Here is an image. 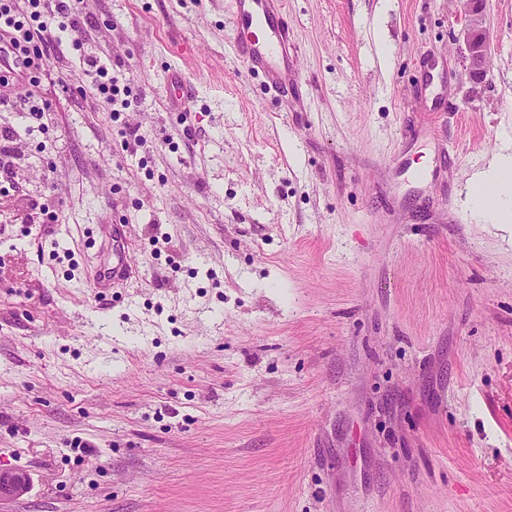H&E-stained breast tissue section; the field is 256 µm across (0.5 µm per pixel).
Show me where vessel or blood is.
<instances>
[{
  "instance_id": "1",
  "label": "vessel or blood",
  "mask_w": 512,
  "mask_h": 512,
  "mask_svg": "<svg viewBox=\"0 0 512 512\" xmlns=\"http://www.w3.org/2000/svg\"><path fill=\"white\" fill-rule=\"evenodd\" d=\"M229 9L239 28L234 53L246 70L262 74L273 87H287L297 76L296 45L282 0H229ZM102 245L111 249L112 265L100 271L94 282L98 288L120 280L130 268L123 225H113Z\"/></svg>"
}]
</instances>
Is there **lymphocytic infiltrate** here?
<instances>
[{
	"instance_id": "1",
	"label": "lymphocytic infiltrate",
	"mask_w": 512,
	"mask_h": 512,
	"mask_svg": "<svg viewBox=\"0 0 512 512\" xmlns=\"http://www.w3.org/2000/svg\"><path fill=\"white\" fill-rule=\"evenodd\" d=\"M9 34L26 73L44 72L51 51L59 46L61 33H68L79 51L83 70L98 93L104 108L111 112L127 108L130 90L116 74L110 59L94 52L88 38V20L83 0H0V33ZM16 80L0 76V106L22 112L28 125L44 126L47 109L35 93L12 95Z\"/></svg>"
}]
</instances>
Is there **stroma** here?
I'll list each match as a JSON object with an SVG mask.
<instances>
[{"label": "stroma", "instance_id": "35a3bbf8", "mask_svg": "<svg viewBox=\"0 0 512 512\" xmlns=\"http://www.w3.org/2000/svg\"><path fill=\"white\" fill-rule=\"evenodd\" d=\"M84 9L131 108L67 44L45 130L0 108L35 158L0 177V512H512V238L466 200L512 148V0L479 82L461 0H288L285 96L225 0ZM103 224L133 272L96 290ZM31 485L30 476L23 470H0V501L4 498H20Z\"/></svg>", "mask_w": 512, "mask_h": 512}]
</instances>
